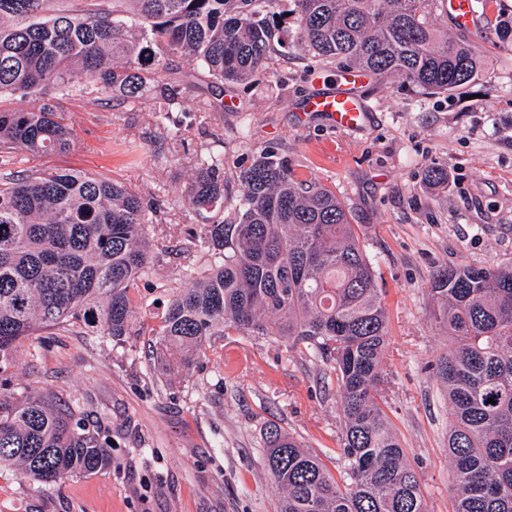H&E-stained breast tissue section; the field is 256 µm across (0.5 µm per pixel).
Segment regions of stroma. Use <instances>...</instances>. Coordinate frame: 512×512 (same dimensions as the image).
<instances>
[{"instance_id": "1", "label": "stroma", "mask_w": 512, "mask_h": 512, "mask_svg": "<svg viewBox=\"0 0 512 512\" xmlns=\"http://www.w3.org/2000/svg\"><path fill=\"white\" fill-rule=\"evenodd\" d=\"M479 14L475 31L457 26L443 0L429 17L452 40L479 45L474 80L432 94L397 74L373 78L358 89L369 108L358 131L304 112L330 87L337 63L277 54L257 85L196 78L162 124L165 103L151 94L132 104L98 93L60 99L78 133L71 151L14 158L18 170L80 169L163 200L149 227L160 236L213 222L214 213L183 206L182 195L194 157L219 138L226 177L271 145L298 180L335 191L387 291L384 409L429 512L454 510L451 408L431 369L450 341L431 317L430 278L441 265L512 264V44L499 30L512 20V0H491ZM201 97L215 110L198 111ZM173 127L185 131L186 145L173 144ZM436 164L447 184L425 183ZM183 285L181 259L161 257L134 292L135 324L158 325ZM330 377L329 363L288 340L234 336L183 366L149 335L115 342L83 326L36 331L16 346L12 385L53 393L100 422L112 466L50 486L0 469V512H276L280 491L262 467L268 424L330 469L341 466L343 419Z\"/></svg>"}]
</instances>
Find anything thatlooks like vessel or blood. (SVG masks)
Masks as SVG:
<instances>
[{"instance_id": "vessel-or-blood-1", "label": "vessel or blood", "mask_w": 512, "mask_h": 512, "mask_svg": "<svg viewBox=\"0 0 512 512\" xmlns=\"http://www.w3.org/2000/svg\"><path fill=\"white\" fill-rule=\"evenodd\" d=\"M449 4L458 26L467 27L476 23V0H449ZM364 77V72L354 69L339 70L335 90L310 99L306 104L307 112L325 115L337 127L346 130L361 127L366 119L367 109L358 98L355 88Z\"/></svg>"}]
</instances>
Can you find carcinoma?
I'll list each match as a JSON object with an SVG mask.
<instances>
[{"mask_svg": "<svg viewBox=\"0 0 512 512\" xmlns=\"http://www.w3.org/2000/svg\"><path fill=\"white\" fill-rule=\"evenodd\" d=\"M56 0H0V377L38 328L87 326L120 341L135 333L132 295L156 252L160 209L125 184L71 168L21 175L15 154H61L76 139L60 97L91 90L132 103L145 92L181 103L201 74L257 83L274 46L294 47L424 91L472 81L480 48L427 19L435 0H111L76 13ZM188 66L166 78L163 60ZM28 106L11 107L16 99ZM183 204L233 210L227 224L184 230L177 251L191 286L172 292L161 351L189 364L217 336L288 339L332 363L343 417V466L333 474L280 426L265 429V467L278 512H429L418 474L382 407L389 345L385 293L357 225L336 193L300 181L273 147L230 183L224 153L194 160ZM209 265L191 261L200 248ZM433 319L453 344L434 363L452 409L448 460L454 512H512V265L438 267ZM493 402H488V399ZM51 484L112 466L101 427L51 393L0 382V467Z\"/></svg>", "mask_w": 512, "mask_h": 512, "instance_id": "cac0c4a2", "label": "carcinoma"}]
</instances>
